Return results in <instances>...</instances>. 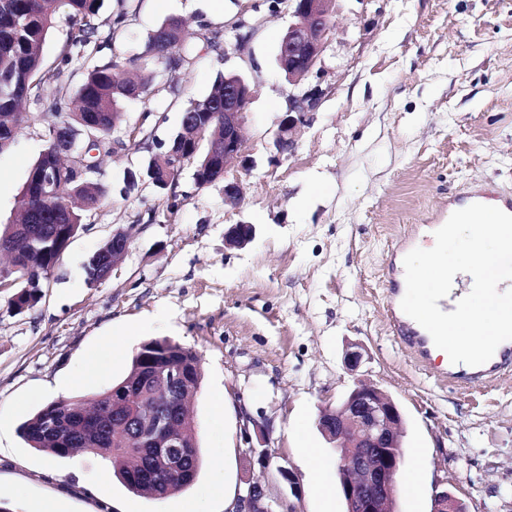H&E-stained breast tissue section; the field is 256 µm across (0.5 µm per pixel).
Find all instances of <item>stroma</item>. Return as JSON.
<instances>
[{"label":"stroma","instance_id":"stroma-1","mask_svg":"<svg viewBox=\"0 0 512 512\" xmlns=\"http://www.w3.org/2000/svg\"><path fill=\"white\" fill-rule=\"evenodd\" d=\"M248 4L262 24L240 53V0H168L163 9L142 0L124 32L138 53L178 18L197 54L162 73L150 100L126 102L117 132L126 145L101 163L111 194L71 240L40 302L14 315L0 292V502L15 512L49 502L58 512H181L213 488L241 494L258 481L297 512H344L317 419L360 378L403 413L397 512H432L439 488L469 512H512V377L461 392L419 367L390 326L383 276L392 240L445 223L449 196L477 185L512 195V0H339L322 59L302 82L318 88L317 106L284 153L275 133L288 81L276 57L292 17L270 13L269 0ZM226 69L255 90L243 124L254 165L238 174L240 204L225 205L223 183L198 187L190 163L174 192L146 180L126 187L127 172L151 156L129 131L142 126L150 145L168 141L188 99L207 96ZM147 109L154 117L144 124ZM45 145L44 126L26 125L0 154V225L16 219ZM240 222L255 225L254 239L225 245V229ZM120 226L132 237L126 257L86 284L84 262ZM153 339L200 359L190 418L202 467L192 486L155 501L93 453L61 459L26 445L19 427L31 414L109 389ZM352 344L365 354L356 375L342 363ZM115 345L123 353L114 359ZM305 444L317 460L303 458ZM263 446L293 482L253 460L251 448Z\"/></svg>","mask_w":512,"mask_h":512}]
</instances>
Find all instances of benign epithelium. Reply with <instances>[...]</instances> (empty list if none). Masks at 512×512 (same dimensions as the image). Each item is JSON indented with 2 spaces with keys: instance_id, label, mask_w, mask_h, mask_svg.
Masks as SVG:
<instances>
[{
  "instance_id": "benign-epithelium-1",
  "label": "benign epithelium",
  "mask_w": 512,
  "mask_h": 512,
  "mask_svg": "<svg viewBox=\"0 0 512 512\" xmlns=\"http://www.w3.org/2000/svg\"><path fill=\"white\" fill-rule=\"evenodd\" d=\"M294 21L283 34L277 61L288 72L289 109L275 134L279 151L291 150L298 125L308 111L315 107L319 90L300 89L326 48L332 28L337 0H286ZM253 95L251 84L241 74L231 71L224 78V153L211 151L207 163L212 167L224 165V178L200 183L207 187L224 181V203L231 206L241 199L237 179L232 171L249 169V155L243 133L245 103ZM255 236L252 224L230 225L224 231V242L243 248ZM364 355L358 346L348 347L343 363L352 374L359 371ZM201 375L199 361L183 352L175 358L166 357L160 370L143 373L142 383H125L112 389V411L121 412L133 422L139 454L153 460L160 471L180 467L185 458L179 428L151 408L142 406L150 395L180 406L179 392L196 383ZM402 414L395 401L380 388L361 379L336 406L323 408L317 428L332 445L335 455L331 461L336 469L338 486L346 504V512H397L396 477L403 462ZM239 512H279L280 504L272 500L259 482L249 484L246 495L240 498ZM433 512H468L466 504L442 490L436 493Z\"/></svg>"
}]
</instances>
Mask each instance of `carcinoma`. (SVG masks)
I'll return each instance as SVG.
<instances>
[{"label": "carcinoma", "instance_id": "carcinoma-1", "mask_svg": "<svg viewBox=\"0 0 512 512\" xmlns=\"http://www.w3.org/2000/svg\"><path fill=\"white\" fill-rule=\"evenodd\" d=\"M140 0H113L112 19L107 26L98 25L94 17L99 0H0V114L14 117V124L0 125V153L9 150L21 128L15 114L23 102L31 99L40 111L55 119L59 128L82 130L88 116L104 119L97 131L101 144L109 142L112 129L125 120V101L148 97L153 92L154 75L173 69L179 62L194 54L195 48L182 34V25L175 18L166 19L148 38L145 50L127 53L122 34L129 18L137 14ZM65 15L71 27V39L55 67L44 69L42 48L60 15ZM112 57L103 61L98 54L104 48ZM82 61L83 79L75 96L66 89L73 60ZM224 111V74H219L212 91L203 99L188 100L185 112ZM223 117L209 121L197 150L186 153L185 162L194 164L204 179L224 176L217 169H204L211 146L219 140ZM108 196V187L93 178L65 175L60 195L48 199L34 191L17 201L22 217L31 220L25 225L24 236L13 242L14 255L8 258L14 269L9 273L12 287L8 304L16 314L32 309L38 303L35 289L46 277L47 264L59 261L63 241L62 231L76 235L85 229L90 212L99 208ZM112 252V240H107L84 263L85 280L95 284L107 278L112 268L107 256ZM182 346L168 339H154L143 345L133 356L131 365L119 383L134 381L142 371L145 360L163 354L176 355ZM74 404L67 400L50 402L29 416L19 428L28 447L55 458H68L71 453L56 446L50 433L54 414L65 418ZM74 423L73 447L87 449L83 430L92 429L97 442L90 451L108 462L115 477L130 490L145 493L156 500L167 499L194 482L201 466L200 454L188 463L193 477L183 479L171 475L158 483L150 462L123 447L125 437L112 429L110 420H94L78 429Z\"/></svg>", "mask_w": 512, "mask_h": 512}]
</instances>
